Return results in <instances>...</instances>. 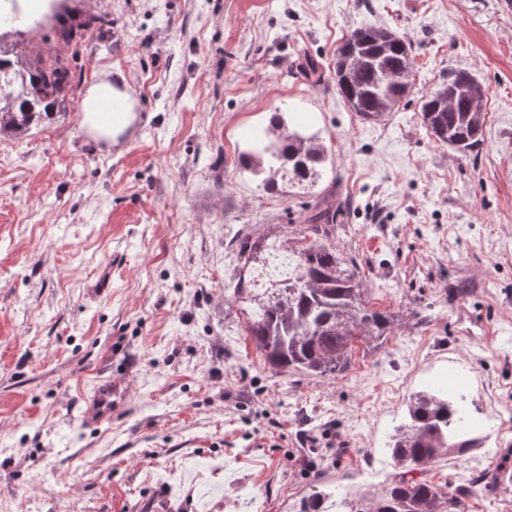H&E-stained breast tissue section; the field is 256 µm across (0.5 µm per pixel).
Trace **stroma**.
<instances>
[{
	"label": "stroma",
	"mask_w": 512,
	"mask_h": 512,
	"mask_svg": "<svg viewBox=\"0 0 512 512\" xmlns=\"http://www.w3.org/2000/svg\"><path fill=\"white\" fill-rule=\"evenodd\" d=\"M365 25L413 45V99L380 121L336 88ZM22 40L81 82L0 135V512H302L316 490L335 512L388 486L406 402L445 371L469 372L491 431L477 468L452 454L423 477L453 488L512 450V0H68ZM451 69L485 90L467 156L420 118ZM103 78L135 112L110 144L81 124ZM277 113L328 149L311 184L253 167L245 134ZM326 196L330 243L396 319L316 377L271 368L227 299L237 234L300 239ZM110 364L132 368L128 407L85 430L75 403Z\"/></svg>",
	"instance_id": "stroma-1"
}]
</instances>
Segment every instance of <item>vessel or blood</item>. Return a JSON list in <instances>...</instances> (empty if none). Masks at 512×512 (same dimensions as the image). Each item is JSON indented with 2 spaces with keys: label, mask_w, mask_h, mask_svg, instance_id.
I'll list each match as a JSON object with an SVG mask.
<instances>
[{
  "label": "vessel or blood",
  "mask_w": 512,
  "mask_h": 512,
  "mask_svg": "<svg viewBox=\"0 0 512 512\" xmlns=\"http://www.w3.org/2000/svg\"><path fill=\"white\" fill-rule=\"evenodd\" d=\"M130 394L129 385L103 370L78 402V419L82 427L94 429L111 423L124 410Z\"/></svg>",
  "instance_id": "1"
}]
</instances>
